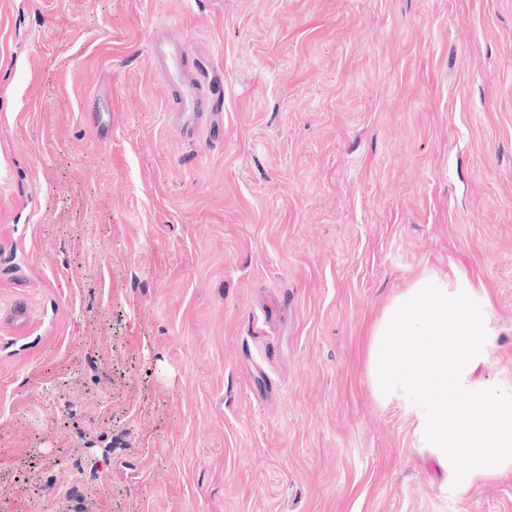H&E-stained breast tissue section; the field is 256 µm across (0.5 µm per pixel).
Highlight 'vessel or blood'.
Wrapping results in <instances>:
<instances>
[{"mask_svg": "<svg viewBox=\"0 0 512 512\" xmlns=\"http://www.w3.org/2000/svg\"><path fill=\"white\" fill-rule=\"evenodd\" d=\"M153 67L172 84L173 129L194 143L212 126L217 102L224 99V80L214 61H203L189 39L156 32L150 47Z\"/></svg>", "mask_w": 512, "mask_h": 512, "instance_id": "b4317fda", "label": "vessel or blood"}]
</instances>
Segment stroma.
Here are the masks:
<instances>
[{
    "instance_id": "obj_1",
    "label": "stroma",
    "mask_w": 512,
    "mask_h": 512,
    "mask_svg": "<svg viewBox=\"0 0 512 512\" xmlns=\"http://www.w3.org/2000/svg\"><path fill=\"white\" fill-rule=\"evenodd\" d=\"M454 268L512 383V0H0V512H512L367 378ZM150 62L172 84L173 129L181 139L196 143L202 130L213 128L215 102L224 104V79L213 56L204 63L193 42L187 38L172 39L157 31L150 47ZM197 62V63H196Z\"/></svg>"
}]
</instances>
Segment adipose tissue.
Wrapping results in <instances>:
<instances>
[{
  "label": "adipose tissue",
  "mask_w": 512,
  "mask_h": 512,
  "mask_svg": "<svg viewBox=\"0 0 512 512\" xmlns=\"http://www.w3.org/2000/svg\"><path fill=\"white\" fill-rule=\"evenodd\" d=\"M489 313L466 274L428 271L375 322L367 353L377 399L403 400L421 447L463 492L512 471V385L480 372Z\"/></svg>",
  "instance_id": "ef3b65f1"
}]
</instances>
